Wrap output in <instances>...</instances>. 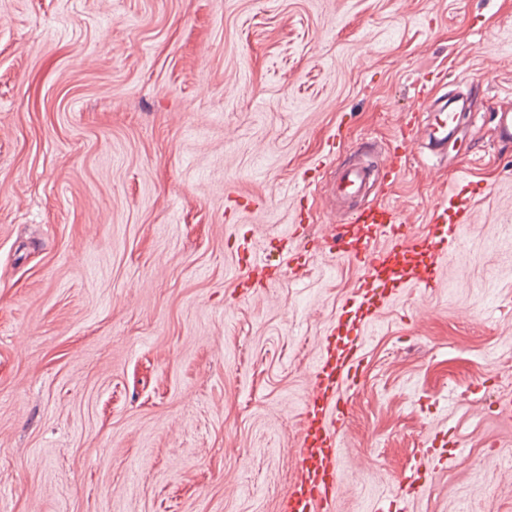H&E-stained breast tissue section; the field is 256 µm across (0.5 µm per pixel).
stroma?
Returning <instances> with one entry per match:
<instances>
[{
	"mask_svg": "<svg viewBox=\"0 0 512 512\" xmlns=\"http://www.w3.org/2000/svg\"><path fill=\"white\" fill-rule=\"evenodd\" d=\"M435 75L483 86L472 221L363 331L335 512H512V0H0V512H282L362 277L324 182ZM456 186L417 149L364 201L423 233ZM488 112L493 122L496 142L512 145V103L493 102Z\"/></svg>",
	"mask_w": 512,
	"mask_h": 512,
	"instance_id": "1",
	"label": "stroma"
}]
</instances>
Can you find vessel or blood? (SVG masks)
<instances>
[{
	"mask_svg": "<svg viewBox=\"0 0 512 512\" xmlns=\"http://www.w3.org/2000/svg\"><path fill=\"white\" fill-rule=\"evenodd\" d=\"M435 90V84L426 81L417 95L416 112L426 113L425 126L417 125L416 113L404 114L399 145L373 153L368 161L343 166L333 193L351 199L375 178H382L390 187L401 182L407 173V150L415 139H423L438 151L447 150L461 114L434 99ZM489 112L496 142L512 145V103H491ZM472 207V198L463 191L440 196L429 210L434 229L421 234L410 233L406 217L385 203L343 212L335 246L341 258L359 267L363 276L346 304L349 324L326 336L314 369L316 393L304 419L297 456L300 477L288 494L287 512H333L339 475L338 434L347 415L341 392L343 385H355L358 379L363 351L358 336L394 292L415 288L428 293L437 286L448 258V243L458 240L462 225L470 223ZM380 239L386 240V247H377Z\"/></svg>",
	"mask_w": 512,
	"mask_h": 512,
	"instance_id": "obj_1",
	"label": "vessel or blood"
}]
</instances>
